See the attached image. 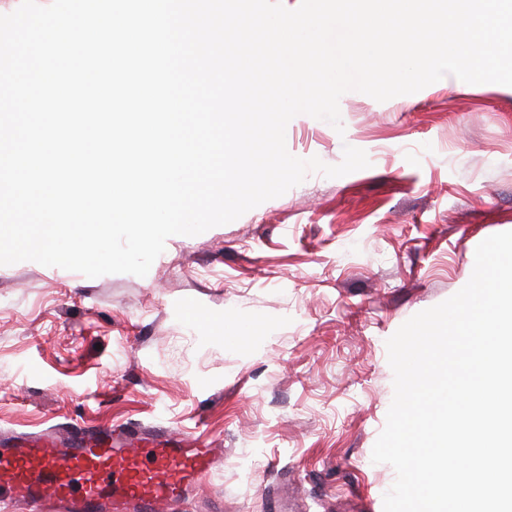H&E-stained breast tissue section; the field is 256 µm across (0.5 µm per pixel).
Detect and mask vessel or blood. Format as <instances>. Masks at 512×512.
<instances>
[{
	"mask_svg": "<svg viewBox=\"0 0 512 512\" xmlns=\"http://www.w3.org/2000/svg\"><path fill=\"white\" fill-rule=\"evenodd\" d=\"M222 462L213 440L124 424L43 430L0 448L14 512H175Z\"/></svg>",
	"mask_w": 512,
	"mask_h": 512,
	"instance_id": "obj_1",
	"label": "vessel or blood"
}]
</instances>
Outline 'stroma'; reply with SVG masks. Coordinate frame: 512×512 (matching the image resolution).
Wrapping results in <instances>:
<instances>
[{"label":"stroma","mask_w":512,"mask_h":512,"mask_svg":"<svg viewBox=\"0 0 512 512\" xmlns=\"http://www.w3.org/2000/svg\"><path fill=\"white\" fill-rule=\"evenodd\" d=\"M339 108L340 132L295 116L287 149L336 165L350 145L369 168L170 236L146 276L0 266V437L164 426L222 443L187 512H266L269 488L287 512H383L386 342L512 231V87L448 75Z\"/></svg>","instance_id":"obj_1"}]
</instances>
